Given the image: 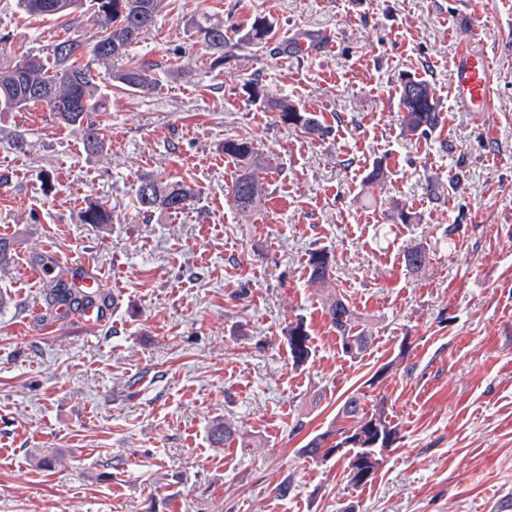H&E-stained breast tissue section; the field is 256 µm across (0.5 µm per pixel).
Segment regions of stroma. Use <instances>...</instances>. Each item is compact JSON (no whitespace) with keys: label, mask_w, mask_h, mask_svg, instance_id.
Listing matches in <instances>:
<instances>
[{"label":"stroma","mask_w":512,"mask_h":512,"mask_svg":"<svg viewBox=\"0 0 512 512\" xmlns=\"http://www.w3.org/2000/svg\"><path fill=\"white\" fill-rule=\"evenodd\" d=\"M204 15L234 45L223 65L197 41ZM258 17L271 36L253 46L242 36ZM308 32L329 48L292 53ZM96 33L92 10L42 17L0 0L14 55ZM469 40L491 58L481 116L457 111L450 91ZM184 51L191 67L173 74ZM138 61L160 64L161 82L146 96L108 88L102 152L45 105L0 112V237L15 243L0 265V512H500L512 498V0H168L115 65ZM406 76L435 89L430 134L402 131ZM280 97L327 135L280 124L264 105ZM228 137L264 163L251 213L227 193ZM378 163L386 178L365 185ZM150 173L194 186L195 204L142 215ZM451 176L454 191H431ZM94 202L111 223H80ZM396 203L416 221L394 219ZM415 245L429 262L412 274L403 252ZM316 248L333 266L322 287L308 278ZM54 254L102 277L99 330L57 321L49 284L28 276ZM336 295L371 337L355 359L325 314ZM299 319L313 349L300 367L287 341ZM355 392L399 431L360 488L344 459L302 451ZM219 418L236 434L217 447ZM46 455L55 468L39 466Z\"/></svg>","instance_id":"1"}]
</instances>
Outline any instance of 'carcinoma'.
<instances>
[{
    "label": "carcinoma",
    "mask_w": 512,
    "mask_h": 512,
    "mask_svg": "<svg viewBox=\"0 0 512 512\" xmlns=\"http://www.w3.org/2000/svg\"><path fill=\"white\" fill-rule=\"evenodd\" d=\"M18 3L25 12L44 17L70 15L83 6V0H18ZM165 4L166 0H94L96 41L89 43L75 36L55 44L46 56L29 53L20 58L7 54L0 47V112H17L36 102L43 103L60 123L82 127L87 151L102 150L103 135L94 113L102 111L105 103L100 93L99 74L92 66L125 55L128 47L138 43L155 26ZM195 29L199 41L214 55V64H224L226 53L230 52L224 22L204 16L196 21ZM268 34L266 21L257 19L242 40L258 45ZM110 76L116 87L128 93L146 95L158 84L151 62L123 67ZM400 106L401 126L408 136L427 135L441 123L435 90L425 80L407 78L402 81ZM270 107L284 125L318 137L327 133L316 114L301 111L286 98L270 102ZM223 150L236 168L228 194L238 211L251 212L265 192L258 176L262 162L252 143L241 138L224 139ZM196 198V190L190 184L159 175L141 177L136 189L138 209L147 217L157 212L179 213L189 208ZM80 221L110 224L112 212L102 205L91 204L80 213ZM403 259L409 270L419 272L426 267L429 253L415 246L405 251ZM307 266L311 282L323 285L329 281L332 263L327 251L311 250ZM326 314L339 334L346 356L356 358L367 350L371 338L365 331L357 330L353 313L343 297L330 299ZM288 347L295 365L308 363L312 347L303 320L288 329ZM338 413L347 424L313 436L303 452L312 459H319L337 448L342 449L347 460L348 483L357 488L374 479L385 452L397 440L398 428L391 424L382 407L366 413L362 398L356 394L344 400Z\"/></svg>",
    "instance_id": "1"
}]
</instances>
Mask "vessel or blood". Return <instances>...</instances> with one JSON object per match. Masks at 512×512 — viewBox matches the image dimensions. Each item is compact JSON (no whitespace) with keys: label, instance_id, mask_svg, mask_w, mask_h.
Returning a JSON list of instances; mask_svg holds the SVG:
<instances>
[{"label":"vessel or blood","instance_id":"obj_1","mask_svg":"<svg viewBox=\"0 0 512 512\" xmlns=\"http://www.w3.org/2000/svg\"><path fill=\"white\" fill-rule=\"evenodd\" d=\"M451 90L459 111L486 112L491 107V64L485 51L472 48L463 49L450 77ZM72 293L83 300L77 312L59 308V318L76 315L88 329L102 326L106 320V310L96 303L95 297L100 286L98 274L91 266L74 267L68 282Z\"/></svg>","mask_w":512,"mask_h":512}]
</instances>
